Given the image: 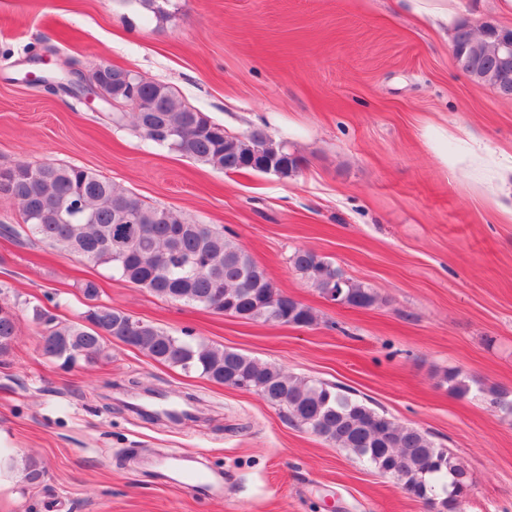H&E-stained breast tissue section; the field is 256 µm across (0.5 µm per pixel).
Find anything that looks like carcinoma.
Here are the masks:
<instances>
[{"label": "carcinoma", "mask_w": 512, "mask_h": 512, "mask_svg": "<svg viewBox=\"0 0 512 512\" xmlns=\"http://www.w3.org/2000/svg\"><path fill=\"white\" fill-rule=\"evenodd\" d=\"M129 70L108 66L103 84L109 95H133L131 112H114L112 121L131 118L148 142L177 152L226 175L257 171L248 159L263 152L257 132L224 135V126L182 104L170 86L135 74L133 86L112 80ZM10 173L8 196L21 207L20 224H0V232L31 238L74 253L94 265H109L124 281L165 300L195 304L249 321L313 325L312 308L274 286L264 268L235 240L188 222L172 209L155 207L117 189L80 167L20 162ZM294 269L323 296L342 292L345 305L368 308L373 289L345 277L327 258L310 249L289 257ZM92 304L79 319L63 323L34 305L44 354L63 369L92 362L114 338L154 360L199 372L226 387L261 395L288 412V420L344 448L382 474L393 476L428 512H465L473 482L457 457L435 446L429 435L399 426L338 385L284 374L234 350L206 347L99 304L98 285H83ZM17 336L11 308L0 307V358L10 355ZM449 390L464 396L469 386L460 372L445 374Z\"/></svg>", "instance_id": "1"}]
</instances>
